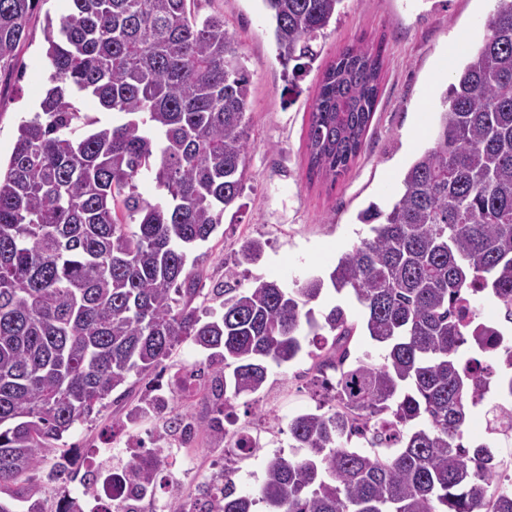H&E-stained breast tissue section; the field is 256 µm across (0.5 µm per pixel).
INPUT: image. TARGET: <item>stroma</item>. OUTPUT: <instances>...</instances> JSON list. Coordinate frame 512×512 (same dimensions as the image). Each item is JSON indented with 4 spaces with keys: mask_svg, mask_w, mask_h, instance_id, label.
<instances>
[{
    "mask_svg": "<svg viewBox=\"0 0 512 512\" xmlns=\"http://www.w3.org/2000/svg\"><path fill=\"white\" fill-rule=\"evenodd\" d=\"M499 0H344L336 24L314 42L316 59L303 74L283 66L277 57L273 27L263 0H201V13L224 15L240 44L251 78L250 150L244 191L236 208L210 239L196 248L203 288L222 281L234 266L244 239L263 242L260 260L239 267L242 284L275 280L295 287L311 275H324L338 257L367 237L369 228L357 214L376 203L386 206L401 190V174L433 144L432 133L449 80L439 63L456 32L480 44L485 24ZM67 0H43L28 22L17 72L0 83V159L8 160L22 120L37 111L49 86L43 28L46 17H59ZM382 45L385 63L376 111L364 147L348 173L337 181L309 178L307 130L311 106L326 65L347 45ZM422 138H415L416 128ZM307 355L285 367H270L259 394L238 401L237 426L253 427L265 416L261 449L241 463L238 490L258 493L266 457L291 456L285 427L292 416L313 409ZM126 407L106 404L93 420L76 426L63 440L67 447L108 448L129 431L122 422Z\"/></svg>",
    "mask_w": 512,
    "mask_h": 512,
    "instance_id": "1",
    "label": "stroma"
}]
</instances>
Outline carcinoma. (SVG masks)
<instances>
[{"label":"carcinoma","instance_id":"obj_1","mask_svg":"<svg viewBox=\"0 0 512 512\" xmlns=\"http://www.w3.org/2000/svg\"><path fill=\"white\" fill-rule=\"evenodd\" d=\"M42 0H0V72L14 66ZM43 28L50 87L21 122L0 171V512H44L23 482L47 466L69 476L64 434L131 376L153 377L126 414L173 434L190 427L224 452V487L206 512H512V475L463 429L480 403L483 363L461 358L486 330L463 323L466 296L502 298L512 322V0L488 20L448 85L433 146L418 155L387 210L357 219L369 236L328 276L289 289L234 269L197 303L201 275L187 252L207 241L241 197L250 149V79L224 15L198 0H68ZM278 56L302 69L312 41L343 0H263ZM383 48L348 46L325 68L309 117V171L331 181L361 153L376 108ZM85 96L112 119L81 115ZM148 174L159 196L144 198ZM138 229L133 231L131 224ZM245 240L235 266L259 260ZM365 311L362 324L325 290ZM387 348L374 364L350 359L357 328ZM314 350L313 410L288 420L294 453L266 460L258 496L234 475L258 446L227 444L236 401L260 392L268 364ZM206 360L194 417L151 397L185 342ZM129 477L158 484L159 472ZM509 485L489 492L495 479ZM334 303H340L343 304V306L346 308L348 315L350 316L351 320L361 323L362 318V309L361 307L353 300L344 299L338 295H336L333 291L328 292L325 295H323L318 302L315 304H312V306L315 308V311L318 313V310H323L327 306L332 305Z\"/></svg>","mask_w":512,"mask_h":512}]
</instances>
